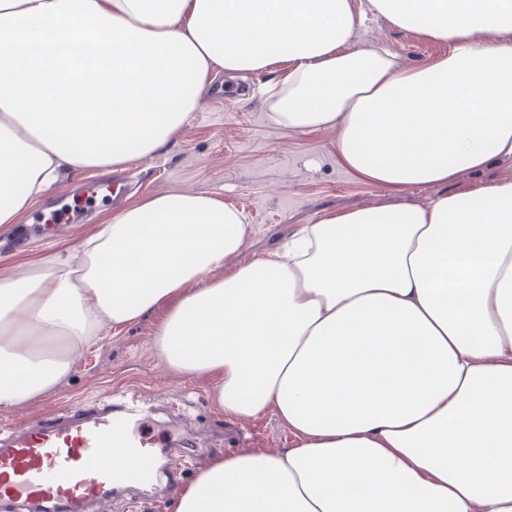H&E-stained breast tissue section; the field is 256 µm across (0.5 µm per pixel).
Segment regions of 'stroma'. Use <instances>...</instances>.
Wrapping results in <instances>:
<instances>
[{
	"label": "stroma",
	"mask_w": 512,
	"mask_h": 512,
	"mask_svg": "<svg viewBox=\"0 0 512 512\" xmlns=\"http://www.w3.org/2000/svg\"><path fill=\"white\" fill-rule=\"evenodd\" d=\"M352 42L357 47H385L404 68L423 65L449 51L448 44L392 26L380 17L357 24ZM270 75L252 74L241 80L219 74L200 96L192 119L155 155L133 160L115 174L87 170L61 176L48 189V197L117 178L129 184L121 198L125 204L171 192H207L244 212L251 229L248 247L239 259L246 262L278 248L322 212L405 208L439 194L436 186L391 189L358 179L336 161V128L302 133L272 123L268 102L257 92ZM115 210L109 202L96 204L84 223L49 238H32L21 248L9 242L11 225L0 224V278L73 254ZM167 313L162 306L124 328L104 329L94 343L75 352L73 370L63 383L33 401L0 409V424L34 423L48 410L110 392L133 391L155 404L183 398L191 404L183 432L196 444L180 477L184 484L223 456L217 440L254 452L286 447L288 433L273 414L236 419L218 406L213 378L183 377L155 358L154 332Z\"/></svg>",
	"instance_id": "stroma-1"
}]
</instances>
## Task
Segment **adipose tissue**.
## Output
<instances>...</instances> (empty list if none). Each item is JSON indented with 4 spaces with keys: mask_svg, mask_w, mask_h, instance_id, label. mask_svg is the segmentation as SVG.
Listing matches in <instances>:
<instances>
[{
    "mask_svg": "<svg viewBox=\"0 0 512 512\" xmlns=\"http://www.w3.org/2000/svg\"><path fill=\"white\" fill-rule=\"evenodd\" d=\"M371 13L452 50L404 69L349 48ZM278 63L272 122L336 128L361 180L440 194L326 212L229 273L241 212L136 202L78 263L0 278V409L164 305L156 356L294 436L214 459L166 512H512V181L455 188L512 158V0H0V224L61 172L155 155L216 73Z\"/></svg>",
    "mask_w": 512,
    "mask_h": 512,
    "instance_id": "obj_1",
    "label": "adipose tissue"
}]
</instances>
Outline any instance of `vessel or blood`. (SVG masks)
I'll return each mask as SVG.
<instances>
[{"mask_svg": "<svg viewBox=\"0 0 512 512\" xmlns=\"http://www.w3.org/2000/svg\"><path fill=\"white\" fill-rule=\"evenodd\" d=\"M82 209V199L71 198L47 221L78 223ZM151 413L144 402L111 394L50 411L31 426L0 427V512H93L126 491L156 493L177 469L156 465L173 432ZM117 448L124 452L119 473L112 469Z\"/></svg>", "mask_w": 512, "mask_h": 512, "instance_id": "obj_1", "label": "vessel or blood"}]
</instances>
